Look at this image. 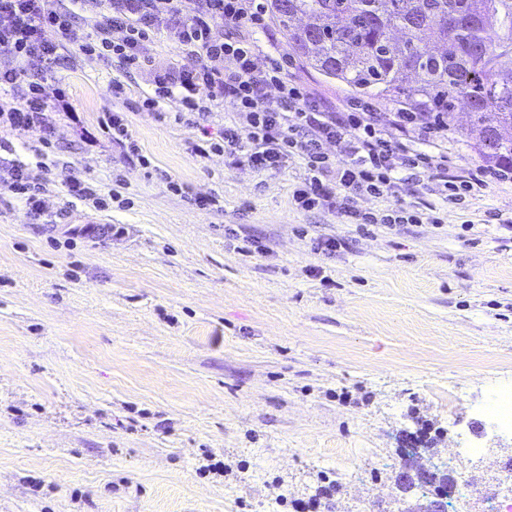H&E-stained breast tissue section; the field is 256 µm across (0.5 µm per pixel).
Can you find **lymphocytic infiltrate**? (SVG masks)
Instances as JSON below:
<instances>
[{"label": "lymphocytic infiltrate", "mask_w": 512, "mask_h": 512, "mask_svg": "<svg viewBox=\"0 0 512 512\" xmlns=\"http://www.w3.org/2000/svg\"><path fill=\"white\" fill-rule=\"evenodd\" d=\"M82 12L100 14L101 20L78 44L74 21ZM270 27L266 0H0V87L16 93L15 103L0 105V129L31 131L46 148L59 121L79 124L66 86L46 88L48 75L73 48L88 60L112 57L123 66L148 69L154 92L142 100L147 111L165 103L176 118L203 117L216 104L230 103V123L216 137L202 130L194 154L221 152L258 171L301 158L305 177L292 194L296 209L321 208L362 226L433 224L436 216L417 205L379 215L359 209L355 200L395 196L401 174L416 169L447 203L487 186L493 172L480 165L467 175L449 176L435 154L448 132V117L433 106L399 104L385 113L363 102L345 111L285 81L287 60L273 58L258 66L262 47L253 35ZM163 30L182 53L196 58V65L179 67L145 56L146 43ZM98 127L95 134L82 131L81 139L93 145L103 135L126 155L138 156L125 113L105 110ZM390 127L397 138H388ZM0 187L20 199L32 223L52 222L42 186L27 164L0 157Z\"/></svg>", "instance_id": "1"}]
</instances>
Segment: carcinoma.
<instances>
[{
	"mask_svg": "<svg viewBox=\"0 0 512 512\" xmlns=\"http://www.w3.org/2000/svg\"><path fill=\"white\" fill-rule=\"evenodd\" d=\"M271 0L308 66L361 94L471 105L470 135L494 168L512 169V0ZM464 15L454 32L448 11ZM296 16L319 31L310 48Z\"/></svg>",
	"mask_w": 512,
	"mask_h": 512,
	"instance_id": "1",
	"label": "carcinoma"
}]
</instances>
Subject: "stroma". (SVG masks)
Returning <instances> with one entry per match:
<instances>
[{
    "instance_id": "35a3bbf8",
    "label": "stroma",
    "mask_w": 512,
    "mask_h": 512,
    "mask_svg": "<svg viewBox=\"0 0 512 512\" xmlns=\"http://www.w3.org/2000/svg\"><path fill=\"white\" fill-rule=\"evenodd\" d=\"M267 52L288 56L289 82L358 101L283 29ZM58 75L97 128L117 62L74 54ZM127 115L148 165L106 139L87 149L66 121L42 157L31 133L0 130L57 215L29 223L0 190V512H294L315 494L319 512H366L357 478L373 512H397L417 497L397 487L416 440L426 466L499 473L512 431L484 405L512 389V176L441 223L363 231L295 209L300 158L269 172L202 159L199 126ZM468 126L456 106L449 174L484 161ZM72 177L120 203L71 198ZM87 221L124 232L67 239ZM321 235L335 254L312 251Z\"/></svg>"
}]
</instances>
